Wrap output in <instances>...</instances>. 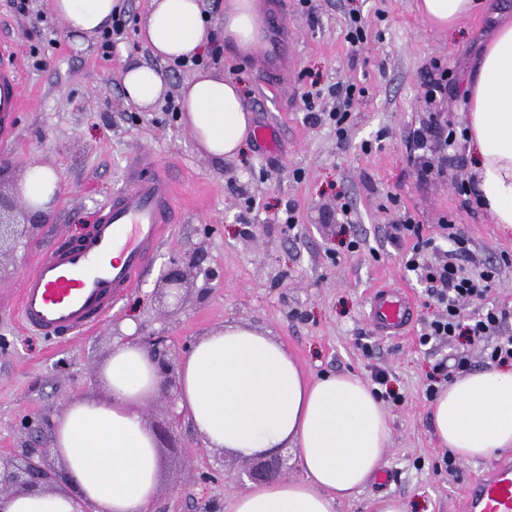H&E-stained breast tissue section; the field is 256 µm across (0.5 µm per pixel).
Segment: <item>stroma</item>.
I'll return each mask as SVG.
<instances>
[{
    "label": "stroma",
    "instance_id": "stroma-1",
    "mask_svg": "<svg viewBox=\"0 0 512 512\" xmlns=\"http://www.w3.org/2000/svg\"><path fill=\"white\" fill-rule=\"evenodd\" d=\"M258 2L265 7L262 44L243 54L221 34L224 0H203L221 47L204 56V67L235 79L254 125H269L278 136L277 151L252 137L223 161L197 149L172 108L195 67L159 62L136 36L149 0H122L128 25L107 50L99 38L82 49L62 39L50 0H27L22 13L14 0H0V42L16 52L23 86L15 135L0 141V191L13 195L33 164L52 168L61 183L52 217L38 221L27 239L0 246V453H25L28 421L72 397L106 398L97 368L130 332L164 334L178 358L208 332L240 324L282 341L310 375L353 374L367 382L373 370L384 372L391 445L381 467L390 480L368 482L336 502L334 512H372L381 495L401 497L409 512H457L467 485L491 462L450 460L433 430L427 390L446 387L461 371L491 367L487 350L496 339L456 336L420 345L442 308L406 267L413 239H397L393 226L399 213L413 215L430 241L423 257L437 264L455 248L443 224H456L470 258L498 268L495 288L465 303L461 315L502 311L501 330L512 336V262H502L512 259V230L492 223L475 196L459 193L472 163L465 140L445 151L432 143L447 163L444 176L426 181L414 174L406 148L425 117L421 97L435 66L464 86L490 19L482 12L448 33L419 16L417 0H317L311 18L298 0ZM353 8L370 24L357 44L345 39ZM129 63L165 71L167 92L154 107L126 96L121 72ZM275 80L273 95L267 86ZM350 83L366 94L340 134L326 115L336 103L333 89ZM156 168L175 184L176 218L138 285L86 334L57 342L23 329L18 293L35 258L82 236L114 192ZM344 204L352 223L336 219ZM289 206L297 219L292 229L278 221ZM353 234L360 246L351 252ZM196 255L208 275L195 280L182 305L171 306L162 272ZM383 286L413 298L406 335H379L369 320V297ZM158 450V512H200L235 491L240 458L205 447L189 421Z\"/></svg>",
    "mask_w": 512,
    "mask_h": 512
}]
</instances>
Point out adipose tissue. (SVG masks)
<instances>
[{
	"instance_id": "1",
	"label": "adipose tissue",
	"mask_w": 512,
	"mask_h": 512,
	"mask_svg": "<svg viewBox=\"0 0 512 512\" xmlns=\"http://www.w3.org/2000/svg\"><path fill=\"white\" fill-rule=\"evenodd\" d=\"M117 0H51L63 38L80 42L112 24ZM489 0H419L430 25L452 30ZM138 36L161 61L201 55L208 39L202 0H151ZM224 37L256 50V0H226ZM127 96L151 107L165 92L156 67L133 64L121 74ZM182 119L204 154L238 155L252 133L241 87L212 71L196 72L180 93ZM474 151L471 177L481 207L512 228V19L501 20L479 54L460 102ZM60 190L47 167L29 170L20 192L35 218L47 216ZM109 401L79 398L54 418L53 451L67 481L53 493L17 494L0 512H148L159 486L157 443L144 405L160 390V370L137 341L117 345L100 373ZM206 447L251 457L277 448L298 451L303 477L234 492L224 512H333L378 471L389 446L383 405L354 375L309 377L287 346L257 330L229 324L202 336L181 357L176 400ZM431 419L440 444L462 460L512 448V368L457 377L440 390Z\"/></svg>"
}]
</instances>
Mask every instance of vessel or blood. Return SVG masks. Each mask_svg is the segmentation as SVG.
I'll use <instances>...</instances> for the list:
<instances>
[{"label":"vessel or blood","instance_id":"b4317fda","mask_svg":"<svg viewBox=\"0 0 512 512\" xmlns=\"http://www.w3.org/2000/svg\"><path fill=\"white\" fill-rule=\"evenodd\" d=\"M15 52L0 43V137L13 135L21 105ZM174 190L161 173L114 193L97 212L85 238L64 243L39 258L25 277L18 302L27 329L62 339L86 333L140 280L169 222ZM403 293L382 289L370 300L369 318L384 336H397L410 322ZM463 512H512V461L503 459L468 490Z\"/></svg>","mask_w":512,"mask_h":512}]
</instances>
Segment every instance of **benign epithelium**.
Masks as SVG:
<instances>
[{
	"instance_id": "7a95c632",
	"label": "benign epithelium",
	"mask_w": 512,
	"mask_h": 512,
	"mask_svg": "<svg viewBox=\"0 0 512 512\" xmlns=\"http://www.w3.org/2000/svg\"><path fill=\"white\" fill-rule=\"evenodd\" d=\"M28 231V225L20 221V211L12 204L0 198V244L16 241ZM199 276V263L191 259L184 264H178L163 274V283L169 295L175 298L176 304L183 302L184 289ZM150 356L157 361L161 374V391L169 400H174L175 389L178 388L176 363L174 362L167 337L161 334L148 336L139 340ZM52 428L50 417L43 416L35 422L31 433L34 435L31 450L19 457L4 459L0 455V496L13 492L47 491L55 488L63 474L59 472L39 448V438L45 429ZM282 464L267 466L261 470L243 468L239 479L255 482H270L283 476Z\"/></svg>"
}]
</instances>
